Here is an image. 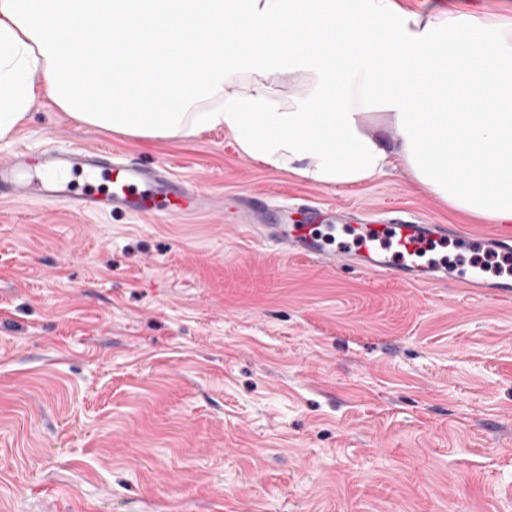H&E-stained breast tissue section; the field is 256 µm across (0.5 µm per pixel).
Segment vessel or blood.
Returning <instances> with one entry per match:
<instances>
[{
    "instance_id": "1",
    "label": "vessel or blood",
    "mask_w": 512,
    "mask_h": 512,
    "mask_svg": "<svg viewBox=\"0 0 512 512\" xmlns=\"http://www.w3.org/2000/svg\"><path fill=\"white\" fill-rule=\"evenodd\" d=\"M75 198L86 214L127 213L147 221L172 217L202 207L197 186L178 178L165 165L124 158L101 146L63 147L31 153L15 151L0 162V200L46 202ZM257 240L328 267L337 259L360 271L385 273L409 286L437 287L434 246L456 239L460 247L512 259V225L494 236L455 235L444 224L404 220L397 224H256ZM449 284L471 295H512V281L486 278L483 268L469 266L449 277Z\"/></svg>"
}]
</instances>
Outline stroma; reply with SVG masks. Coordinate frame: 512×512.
<instances>
[{
	"mask_svg": "<svg viewBox=\"0 0 512 512\" xmlns=\"http://www.w3.org/2000/svg\"><path fill=\"white\" fill-rule=\"evenodd\" d=\"M399 2L512 16V0ZM97 143L220 207L143 223L0 202V512H512V298L324 267L238 213L264 192L326 224L494 225L400 170L323 186L221 128L153 143L41 95L0 159Z\"/></svg>",
	"mask_w": 512,
	"mask_h": 512,
	"instance_id": "1",
	"label": "stroma"
}]
</instances>
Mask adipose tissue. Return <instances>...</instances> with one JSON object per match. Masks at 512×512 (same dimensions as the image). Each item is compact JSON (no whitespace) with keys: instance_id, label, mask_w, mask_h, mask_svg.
Wrapping results in <instances>:
<instances>
[{"instance_id":"ef3b65f1","label":"adipose tissue","mask_w":512,"mask_h":512,"mask_svg":"<svg viewBox=\"0 0 512 512\" xmlns=\"http://www.w3.org/2000/svg\"><path fill=\"white\" fill-rule=\"evenodd\" d=\"M41 94L150 141L221 127L326 186L399 168L512 224V20L396 0H0L1 141Z\"/></svg>"}]
</instances>
